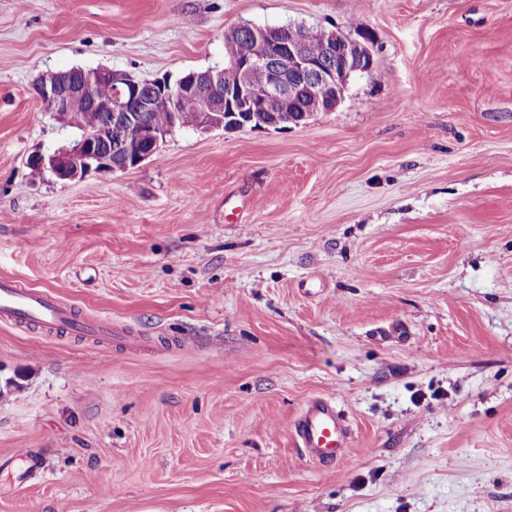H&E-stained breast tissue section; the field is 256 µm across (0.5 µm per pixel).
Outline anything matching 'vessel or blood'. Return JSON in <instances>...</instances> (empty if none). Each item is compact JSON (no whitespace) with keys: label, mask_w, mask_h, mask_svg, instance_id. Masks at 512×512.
<instances>
[{"label":"vessel or blood","mask_w":512,"mask_h":512,"mask_svg":"<svg viewBox=\"0 0 512 512\" xmlns=\"http://www.w3.org/2000/svg\"><path fill=\"white\" fill-rule=\"evenodd\" d=\"M0 322L32 323L51 332L99 333L117 338L125 334L124 328L83 320L51 293L8 278H0ZM294 436L310 460L329 465L343 458L348 432L334 399L310 401L295 423Z\"/></svg>","instance_id":"b4317fda"}]
</instances>
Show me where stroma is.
<instances>
[{
	"mask_svg": "<svg viewBox=\"0 0 512 512\" xmlns=\"http://www.w3.org/2000/svg\"><path fill=\"white\" fill-rule=\"evenodd\" d=\"M243 24L373 67L296 126L30 168L78 137L40 75L220 68ZM0 277L129 330L0 323V512H512V0H0ZM294 436L304 454L321 465L343 458L348 432L334 398L310 401L295 423Z\"/></svg>",
	"mask_w": 512,
	"mask_h": 512,
	"instance_id": "stroma-1",
	"label": "stroma"
}]
</instances>
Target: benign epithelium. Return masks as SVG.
Returning a JSON list of instances; mask_svg holds the SVG:
<instances>
[{
	"label": "benign epithelium",
	"mask_w": 512,
	"mask_h": 512,
	"mask_svg": "<svg viewBox=\"0 0 512 512\" xmlns=\"http://www.w3.org/2000/svg\"><path fill=\"white\" fill-rule=\"evenodd\" d=\"M252 37L243 53L224 67L189 71L175 81L167 78L138 80L110 68L71 73L49 72L33 85L37 99L60 121L67 122L80 104H91L106 113L110 126L120 132V159L96 147L86 133L71 148L37 155L31 163L60 180H76L91 171H117L136 167L160 147L161 136L182 126L186 113L195 115L196 127H222L226 131L280 127L277 115L266 113L271 97L282 103L281 111H295L297 100H309L308 111L333 112L341 103L351 75L370 70L365 58L372 56L369 40H359L336 30L305 28L288 37L285 26H252ZM319 38L320 54L312 56L309 45ZM112 85L104 104L96 97L98 84ZM169 100L171 122L159 131L146 120L153 111L154 92Z\"/></svg>",
	"instance_id": "7a95c632"
}]
</instances>
